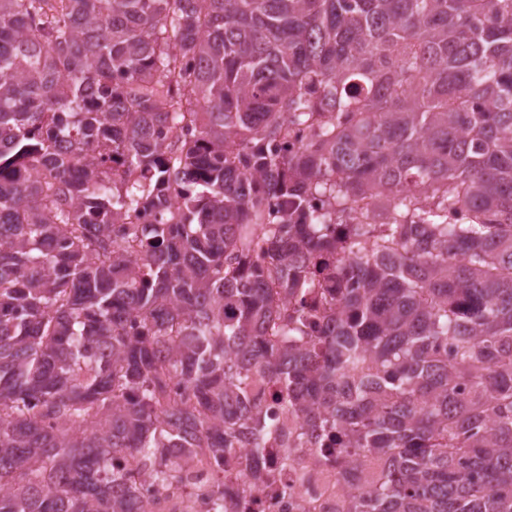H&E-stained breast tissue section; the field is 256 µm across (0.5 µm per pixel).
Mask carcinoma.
<instances>
[{"instance_id":"cac0c4a2","label":"carcinoma","mask_w":512,"mask_h":512,"mask_svg":"<svg viewBox=\"0 0 512 512\" xmlns=\"http://www.w3.org/2000/svg\"><path fill=\"white\" fill-rule=\"evenodd\" d=\"M264 392L350 512H512V0H0V512L260 484Z\"/></svg>"}]
</instances>
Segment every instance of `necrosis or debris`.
I'll return each mask as SVG.
<instances>
[{
  "label": "necrosis or debris",
  "instance_id": "obj_1",
  "mask_svg": "<svg viewBox=\"0 0 512 512\" xmlns=\"http://www.w3.org/2000/svg\"><path fill=\"white\" fill-rule=\"evenodd\" d=\"M266 412L276 428L264 448L268 477L262 487L251 483L240 462L218 476L209 459L198 457L167 483L142 480L147 512H216L227 489L247 501V512H348L354 487L339 479L318 450L301 447V416L271 401Z\"/></svg>",
  "mask_w": 512,
  "mask_h": 512
}]
</instances>
